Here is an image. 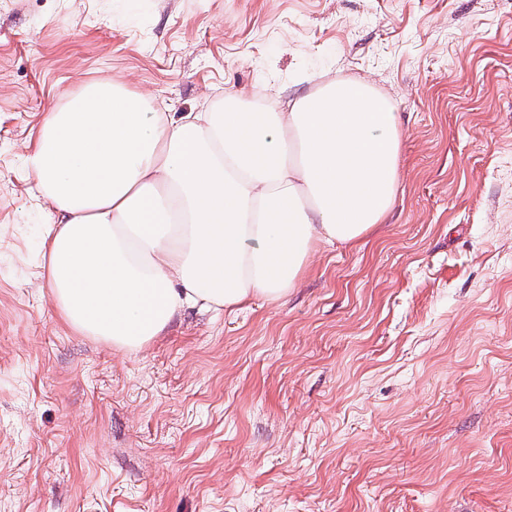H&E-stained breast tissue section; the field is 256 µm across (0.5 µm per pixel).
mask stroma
I'll return each instance as SVG.
<instances>
[{
  "label": "stroma",
  "mask_w": 512,
  "mask_h": 512,
  "mask_svg": "<svg viewBox=\"0 0 512 512\" xmlns=\"http://www.w3.org/2000/svg\"><path fill=\"white\" fill-rule=\"evenodd\" d=\"M312 71L398 115L385 222L138 352L66 325L24 165L47 113ZM0 512H512V0H0Z\"/></svg>",
  "instance_id": "35a3bbf8"
}]
</instances>
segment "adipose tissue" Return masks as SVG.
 <instances>
[{"label": "adipose tissue", "instance_id": "ef3b65f1", "mask_svg": "<svg viewBox=\"0 0 512 512\" xmlns=\"http://www.w3.org/2000/svg\"><path fill=\"white\" fill-rule=\"evenodd\" d=\"M268 112H157L109 80L49 113L26 165L51 209L47 284L73 329L136 352L189 310L277 303L325 245L390 213L403 133L363 80Z\"/></svg>", "mask_w": 512, "mask_h": 512}]
</instances>
